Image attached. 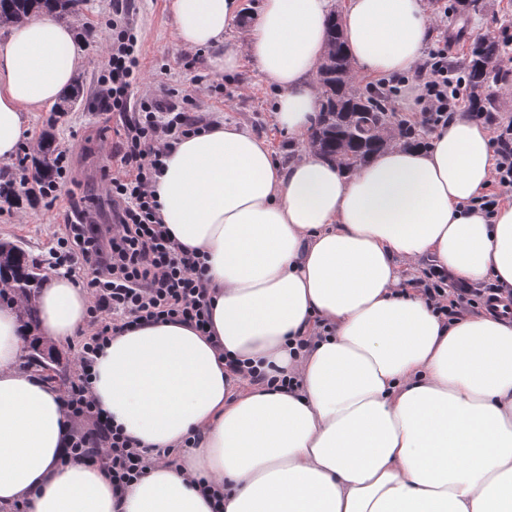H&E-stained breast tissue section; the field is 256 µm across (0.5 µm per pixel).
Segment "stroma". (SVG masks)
<instances>
[{"instance_id":"1","label":"stroma","mask_w":512,"mask_h":512,"mask_svg":"<svg viewBox=\"0 0 512 512\" xmlns=\"http://www.w3.org/2000/svg\"><path fill=\"white\" fill-rule=\"evenodd\" d=\"M479 14L444 18L436 0H422L432 26L447 22L463 29L464 40L454 42L451 57L465 61L474 39L488 33L496 38H512V28L503 29V15L512 16V0H481ZM88 8L77 19L87 35L85 60L80 68L84 76V94L80 102L66 112L53 106L41 107L28 115L27 132L39 139L51 135L59 149L70 152L72 180L61 182L54 207L43 202L18 210L0 203V239L20 242L30 261L44 266L50 243L63 231L64 212L72 195L85 197L97 207H105L101 186L113 173L112 152L122 115L98 110L95 94L104 57L101 30L112 20V0H87ZM134 22L139 29L143 74L151 89L167 102L195 110L204 121H221L247 126L264 139L279 160L289 159L298 145L276 121L278 92L262 83L249 56H241L237 70L224 71L222 47L197 49L193 66H184L183 49L175 37V25L168 0H135Z\"/></svg>"}]
</instances>
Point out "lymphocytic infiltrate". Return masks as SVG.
I'll use <instances>...</instances> for the list:
<instances>
[{"mask_svg": "<svg viewBox=\"0 0 512 512\" xmlns=\"http://www.w3.org/2000/svg\"><path fill=\"white\" fill-rule=\"evenodd\" d=\"M104 38L111 49L99 85L100 109L125 116L121 146L114 155L117 171L105 183L112 203L110 222L99 227L90 207L75 206L48 266L91 288L93 298L89 327L63 390L70 417L88 427L73 434L66 457L100 463L112 483L122 488L145 475L154 459L103 417L92 394L93 364L114 334L133 325L178 318L202 330L208 323L205 267L198 255L181 249L162 224L154 189L166 150L205 125L193 111L165 105L146 92L134 95L142 68L129 0H112V22ZM396 85L415 91L422 125L446 126L466 95L461 68L448 59L447 35L431 39L413 73L398 78ZM491 147L492 185L496 190L512 187V122L492 129ZM496 190L473 199V208L493 215L499 203ZM414 285L433 313L449 322L466 312L489 309L499 294L492 283L449 289L447 273L432 265L421 270Z\"/></svg>", "mask_w": 512, "mask_h": 512, "instance_id": "1", "label": "lymphocytic infiltrate"}]
</instances>
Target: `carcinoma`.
<instances>
[{
    "instance_id": "carcinoma-1",
    "label": "carcinoma",
    "mask_w": 512,
    "mask_h": 512,
    "mask_svg": "<svg viewBox=\"0 0 512 512\" xmlns=\"http://www.w3.org/2000/svg\"><path fill=\"white\" fill-rule=\"evenodd\" d=\"M85 3L86 0H0V30L43 9L53 10L61 19L75 17L83 12ZM508 51V43L494 37L482 36L474 44L465 69L469 111L493 119L490 88L502 80L499 62ZM316 80L322 89V102L308 146L335 160L343 169L352 171L363 166L374 153L398 138L412 140L422 135L415 126L395 121L394 113L386 105L388 91L374 86L362 88L356 83L334 11L330 14L327 50ZM55 152V141L50 137L42 147L38 170L53 169ZM1 262L14 267L10 292L19 299L20 316L32 328L36 325L33 300L41 286L38 267L28 263L24 249L10 241H0ZM27 365L41 372L45 380H55L52 362L41 354L29 355Z\"/></svg>"
}]
</instances>
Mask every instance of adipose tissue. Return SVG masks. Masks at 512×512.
Here are the masks:
<instances>
[{
  "label": "adipose tissue",
  "instance_id": "obj_1",
  "mask_svg": "<svg viewBox=\"0 0 512 512\" xmlns=\"http://www.w3.org/2000/svg\"><path fill=\"white\" fill-rule=\"evenodd\" d=\"M186 50L223 44L240 0H169ZM329 0H263L241 54L278 91L288 162L230 125L182 138L155 189L177 242L203 257L210 335L158 321L113 336L92 370L96 404L150 451L184 447L115 491L99 464L64 462L75 429L64 394L22 368L30 334L83 335L88 297L47 274L29 329L0 304V512H512V319H440L401 291L400 266L430 259L473 287L512 291V203L470 206L491 180L488 131L459 113L430 146L392 145L353 173L305 148L318 110ZM429 20L421 0H348L353 70L412 71ZM85 51L76 24L43 13L0 45V160L28 112L59 100ZM307 348H298L299 340ZM294 386L235 376L225 359Z\"/></svg>",
  "mask_w": 512,
  "mask_h": 512
}]
</instances>
